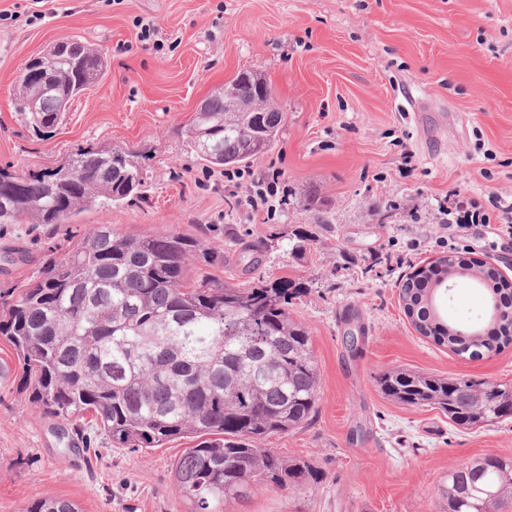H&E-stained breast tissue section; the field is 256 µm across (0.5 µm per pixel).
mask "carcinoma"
<instances>
[{"label": "carcinoma", "instance_id": "cac0c4a2", "mask_svg": "<svg viewBox=\"0 0 512 512\" xmlns=\"http://www.w3.org/2000/svg\"><path fill=\"white\" fill-rule=\"evenodd\" d=\"M50 82L20 83L18 110L34 131L53 132L63 113L32 111L52 96L73 100L107 67L102 50L68 37L42 53ZM240 101L257 112L224 111V95L208 98L207 111L185 129L196 159L224 167L247 163L275 144L283 112L264 75L244 71ZM0 171V224L22 218L65 224L89 206L139 196L142 176L123 150H79L51 177L20 176L22 191ZM224 252L170 228L145 236L96 225L62 256L52 257L26 288L0 293V336L26 365L33 399L68 421L89 420L114 448H159L188 439L172 471L181 512H224L247 503L252 488L301 489L317 478L309 463L288 460L255 442L307 423L317 411L320 375L312 339L290 316V285L257 281L227 285L212 270ZM433 266L404 281V310L423 337L472 358L512 344V282L497 277L485 289L498 296L499 325L478 338L448 335L461 325L428 314L422 279ZM389 399L433 407L463 429L490 428L512 417V387L478 377H441L395 369L377 379ZM448 512H493L512 499V457L488 455L448 471L443 485ZM22 512H80L52 496Z\"/></svg>", "mask_w": 512, "mask_h": 512}]
</instances>
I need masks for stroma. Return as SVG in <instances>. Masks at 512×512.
Segmentation results:
<instances>
[{
  "label": "stroma",
  "mask_w": 512,
  "mask_h": 512,
  "mask_svg": "<svg viewBox=\"0 0 512 512\" xmlns=\"http://www.w3.org/2000/svg\"><path fill=\"white\" fill-rule=\"evenodd\" d=\"M67 37L102 48L108 67L44 138L16 110L20 69ZM246 69L266 76L284 122L273 149L232 181L194 158L184 128ZM81 148L134 155L144 198L69 224L0 225V289L26 287L92 224L202 237L223 250L225 283L257 275L296 289L288 310L312 339L318 409L261 445L308 462L318 479L255 486L229 512H446L450 469L512 456V419L466 430L377 386L398 367L512 386V346L455 355L414 329L399 298L407 275L449 253L438 240L449 190L489 212L512 196V0H0V169L45 172ZM271 166L283 198L253 212L246 185ZM256 252L263 264L250 275L241 260ZM484 310L481 293L456 280L449 320L473 324ZM25 378L0 339V512L44 496L81 512H179L171 471L188 440L113 447L47 413Z\"/></svg>",
  "instance_id": "obj_1"
}]
</instances>
